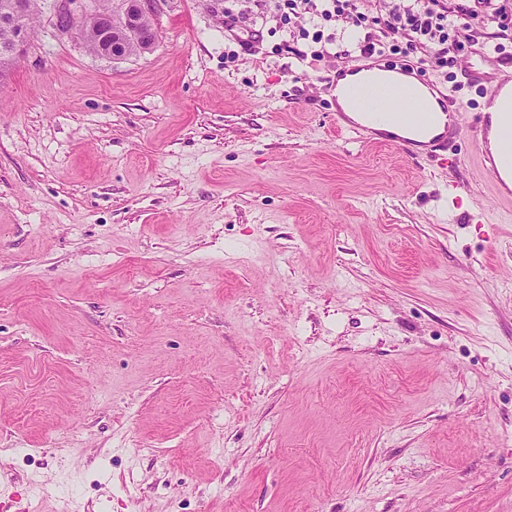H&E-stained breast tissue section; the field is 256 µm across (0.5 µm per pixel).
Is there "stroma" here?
<instances>
[{"instance_id": "obj_1", "label": "stroma", "mask_w": 512, "mask_h": 512, "mask_svg": "<svg viewBox=\"0 0 512 512\" xmlns=\"http://www.w3.org/2000/svg\"><path fill=\"white\" fill-rule=\"evenodd\" d=\"M41 7L0 75V512H512V206L470 136L338 131L365 31L304 64L277 0H165L118 60ZM455 57L417 73L468 127Z\"/></svg>"}]
</instances>
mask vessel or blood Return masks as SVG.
<instances>
[{"mask_svg": "<svg viewBox=\"0 0 512 512\" xmlns=\"http://www.w3.org/2000/svg\"><path fill=\"white\" fill-rule=\"evenodd\" d=\"M414 75L411 65L395 64L389 76L367 80L355 99L365 112L400 128L393 145L416 158L437 157L461 133L458 107L438 86L419 87ZM466 78L486 88L471 129L478 158L493 195L512 202V76L472 69Z\"/></svg>", "mask_w": 512, "mask_h": 512, "instance_id": "b4317fda", "label": "vessel or blood"}]
</instances>
